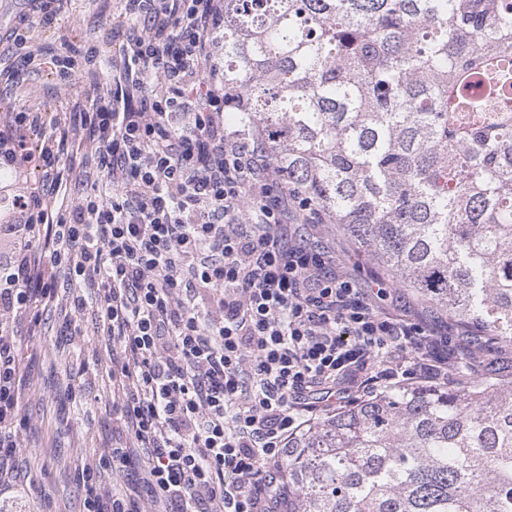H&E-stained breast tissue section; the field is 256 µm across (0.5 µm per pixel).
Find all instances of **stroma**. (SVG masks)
I'll list each match as a JSON object with an SVG mask.
<instances>
[{"instance_id":"35a3bbf8","label":"stroma","mask_w":512,"mask_h":512,"mask_svg":"<svg viewBox=\"0 0 512 512\" xmlns=\"http://www.w3.org/2000/svg\"><path fill=\"white\" fill-rule=\"evenodd\" d=\"M31 8L30 0H0V123L14 112H36L46 126L68 132V178L86 193L92 180L78 143L89 132L81 125V115L93 103L107 101L109 94L86 74L76 76L64 90L47 67L22 66L12 32ZM120 10L119 0H64L57 20L37 30L28 48L45 57L64 43L76 50L93 45L102 56H110L123 40ZM78 295L91 303L96 291L57 272L56 298L42 316L38 335L20 345L27 393L21 410L25 423L16 436L19 489L0 500V512H84V466L128 439L112 413L107 377L112 348L92 310H74ZM506 359L512 361V348L486 344L472 361H461L459 377L469 387L484 382Z\"/></svg>"}]
</instances>
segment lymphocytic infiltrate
<instances>
[{
    "label": "lymphocytic infiltrate",
    "instance_id": "lymphocytic-infiltrate-1",
    "mask_svg": "<svg viewBox=\"0 0 512 512\" xmlns=\"http://www.w3.org/2000/svg\"><path fill=\"white\" fill-rule=\"evenodd\" d=\"M125 38L100 71L97 47H62L57 80L110 87L85 112V144L107 176L60 207L56 132L16 113L0 168L40 172L15 199L23 244L0 264V495L12 489L22 424V337L35 335L67 268L98 286L104 336L123 352L109 378L133 439L86 468V512H132L102 472L132 468L153 512H284L288 441L319 416L406 388L447 385L445 328L391 313L388 277L362 280L291 224L326 218L276 176L262 138L224 128L216 39L224 0H124Z\"/></svg>",
    "mask_w": 512,
    "mask_h": 512
}]
</instances>
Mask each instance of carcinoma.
Listing matches in <instances>:
<instances>
[{
    "label": "carcinoma",
    "instance_id": "1",
    "mask_svg": "<svg viewBox=\"0 0 512 512\" xmlns=\"http://www.w3.org/2000/svg\"><path fill=\"white\" fill-rule=\"evenodd\" d=\"M224 91L401 288L512 344V0H224ZM288 512H512V372L288 440Z\"/></svg>",
    "mask_w": 512,
    "mask_h": 512
}]
</instances>
